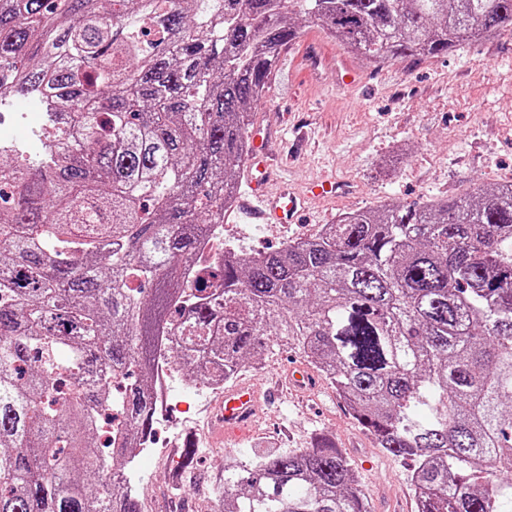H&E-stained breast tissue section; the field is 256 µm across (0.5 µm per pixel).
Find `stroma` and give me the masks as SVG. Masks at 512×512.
Listing matches in <instances>:
<instances>
[{
    "label": "stroma",
    "instance_id": "1",
    "mask_svg": "<svg viewBox=\"0 0 512 512\" xmlns=\"http://www.w3.org/2000/svg\"><path fill=\"white\" fill-rule=\"evenodd\" d=\"M253 124L269 126V147L279 150L296 124L316 127L315 142L284 178L305 190L328 177L349 193L313 196L300 223L288 232L229 215L236 244L265 251L283 237L316 233L339 216L388 203L421 205L471 194L476 187L512 181V35L465 45L445 56L378 63L357 56L316 26L282 52L269 89L252 107ZM296 345L277 347L241 382L268 385L291 366L304 364ZM312 386L295 399L263 404L250 437L200 449L173 492L171 451L140 469L144 512H208L225 464L248 452L309 447L317 434L335 439L355 469L371 512H416L410 461L375 446L327 382L311 373ZM292 429L291 440L277 430Z\"/></svg>",
    "mask_w": 512,
    "mask_h": 512
}]
</instances>
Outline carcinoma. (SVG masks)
Instances as JSON below:
<instances>
[{
  "mask_svg": "<svg viewBox=\"0 0 512 512\" xmlns=\"http://www.w3.org/2000/svg\"><path fill=\"white\" fill-rule=\"evenodd\" d=\"M290 14L374 61L512 32V0H0V103L41 96L59 130L0 161V512H142L115 484L154 428L164 336L195 384L296 344L412 462L417 512H512V182L199 265ZM220 494L222 512H371L326 437L239 458Z\"/></svg>",
  "mask_w": 512,
  "mask_h": 512,
  "instance_id": "1",
  "label": "carcinoma"
}]
</instances>
